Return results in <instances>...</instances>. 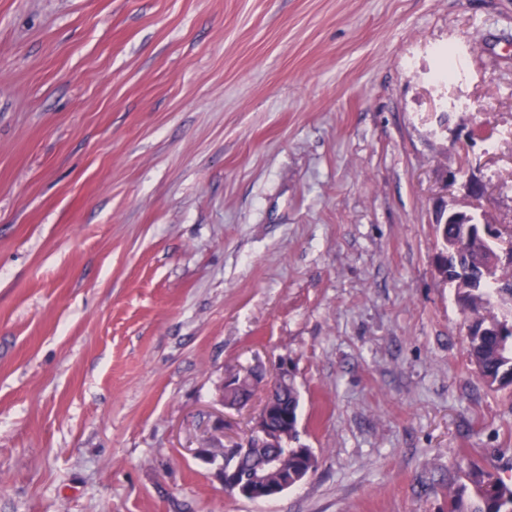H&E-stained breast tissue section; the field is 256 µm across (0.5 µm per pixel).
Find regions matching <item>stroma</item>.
Here are the masks:
<instances>
[{
  "instance_id": "1",
  "label": "stroma",
  "mask_w": 512,
  "mask_h": 512,
  "mask_svg": "<svg viewBox=\"0 0 512 512\" xmlns=\"http://www.w3.org/2000/svg\"><path fill=\"white\" fill-rule=\"evenodd\" d=\"M472 177L512 227V0H0V512H446L458 455L512 478V390L434 266ZM282 359L319 466L228 495L196 451L264 392L222 406L225 372Z\"/></svg>"
}]
</instances>
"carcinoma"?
<instances>
[{"mask_svg": "<svg viewBox=\"0 0 512 512\" xmlns=\"http://www.w3.org/2000/svg\"><path fill=\"white\" fill-rule=\"evenodd\" d=\"M461 224L435 225L440 251L448 244L456 246L457 263L476 288H456L462 314L467 321L466 353L475 373L488 386L505 389L512 386V324L502 325L499 317L512 319V257L497 258L490 242H464ZM252 395L249 377L235 387H224V397L238 402ZM275 403L288 414V447L270 448L260 436H250L238 448L239 486L247 483L249 472L263 469L269 485L293 486L311 468L312 449L298 445L300 439V392L294 375L278 385L273 393ZM457 468L464 483L448 485V512H512V483L498 472L463 459Z\"/></svg>", "mask_w": 512, "mask_h": 512, "instance_id": "cac0c4a2", "label": "carcinoma"}]
</instances>
